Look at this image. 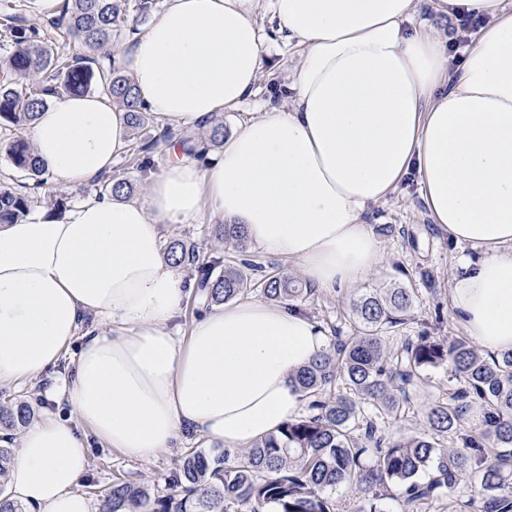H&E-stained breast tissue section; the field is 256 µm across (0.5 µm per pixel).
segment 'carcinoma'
Returning <instances> with one entry per match:
<instances>
[{
	"instance_id": "carcinoma-1",
	"label": "carcinoma",
	"mask_w": 512,
	"mask_h": 512,
	"mask_svg": "<svg viewBox=\"0 0 512 512\" xmlns=\"http://www.w3.org/2000/svg\"><path fill=\"white\" fill-rule=\"evenodd\" d=\"M153 0H63L40 24L0 9V127L15 131L31 123L48 96L84 94L99 89L127 114L130 128L146 123L133 82L113 68L95 71L87 59L64 52L60 42L79 43L89 50L112 41V34L128 25L129 12L145 14ZM167 134L140 140L133 153L139 169L154 164V155L167 144ZM183 150L224 144V123L212 126L207 142L181 139ZM10 166L24 174L23 182H0V224H15L30 211L46 180L45 169L31 145L21 136L0 143ZM123 179L103 175L94 190L127 191ZM215 238L237 251L248 250V236L238 224H218ZM167 258L194 267L198 288L208 301L222 304L254 286L255 264L224 266L216 273L195 249L181 240L166 247ZM266 299L290 305L314 294L315 288L286 272L260 282ZM413 310V289L402 284L374 289L350 304V336H334L328 349L316 355L294 377L298 390L314 413L286 421L276 433L235 458L190 449L165 491L156 493L130 480H119L103 505V512H336L333 494L339 485L369 494L359 512H384L382 501L400 492L407 512L428 501L446 497L461 502L459 512L474 498L460 501V481H474L481 499L479 512H512V350L489 355L469 341L447 340L423 331L406 336L395 348L386 334L405 326ZM446 368L456 388L446 400L425 411L427 431L391 439L378 422L400 415L410 389ZM473 409L481 427L465 426ZM31 412L24 403L0 406V429L27 424ZM451 440L447 448L443 440ZM13 449L0 445V512H25L3 495Z\"/></svg>"
}]
</instances>
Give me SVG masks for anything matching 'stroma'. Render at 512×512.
<instances>
[{"mask_svg": "<svg viewBox=\"0 0 512 512\" xmlns=\"http://www.w3.org/2000/svg\"><path fill=\"white\" fill-rule=\"evenodd\" d=\"M256 19L265 36L266 66L260 82V91L237 109L220 113L225 132L246 120L258 116L268 103L284 104L280 92L288 85L297 63L296 50L287 48L279 41L274 25L265 9H258ZM371 225L389 224L393 231L379 235L380 254L376 267L366 280L345 292L334 294L316 291L314 295L299 301L297 309L319 322L322 326H347L350 301L380 284L400 281L413 288L416 295L413 314L402 333L406 336L429 331L431 335L457 337L464 330L452 317L450 288L462 250L436 224H433L421 198L416 175L403 178L397 189L384 201L372 205L368 213ZM218 217L202 213L195 222L177 230H165V241L186 239L197 247L202 260L219 257L235 258L233 249L224 248L212 236V228ZM443 312V322H436V312ZM70 358L50 368L41 379L26 383L21 388H0V404L26 401L33 413L49 411L65 417L69 407L65 402L49 397L48 390L56 379L68 376ZM433 384L418 385L410 393L408 410L400 418H385L381 428L385 435L399 438L418 434L423 430L426 404L433 399H444L452 383L447 371L433 375ZM90 465L81 478L78 489L89 497L94 506H101L116 478L133 480L155 489H165L170 477L177 470L179 460L186 449L207 448L206 439L194 432H185L180 445L157 455L153 460L141 462L123 456L119 451L105 447L96 438H89Z\"/></svg>", "mask_w": 512, "mask_h": 512, "instance_id": "35a3bbf8", "label": "stroma"}]
</instances>
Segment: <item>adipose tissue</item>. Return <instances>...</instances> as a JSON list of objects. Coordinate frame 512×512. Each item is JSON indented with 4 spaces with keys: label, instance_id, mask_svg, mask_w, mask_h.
Listing matches in <instances>:
<instances>
[{
    "label": "adipose tissue",
    "instance_id": "1",
    "mask_svg": "<svg viewBox=\"0 0 512 512\" xmlns=\"http://www.w3.org/2000/svg\"><path fill=\"white\" fill-rule=\"evenodd\" d=\"M414 0H166L120 54L150 112L178 129L236 108L264 69L265 5L300 49L287 107L271 106L205 162L150 173L142 199L88 196L64 220L0 224V387L39 379L75 339L72 377L50 393L71 418L28 425L7 495L30 512H95L78 482L88 437L139 461L191 430L249 448L297 416L292 375L324 351L313 319L240 297L187 339L169 329L191 287L165 257L161 225L202 208L244 225L315 288L362 283L379 243L366 219L409 174L434 224L479 252L451 288L452 312L492 353L512 349V10L504 0H433L481 21L451 65L449 34L414 24ZM48 176L88 188L130 128L109 98H55L27 130Z\"/></svg>",
    "mask_w": 512,
    "mask_h": 512
}]
</instances>
